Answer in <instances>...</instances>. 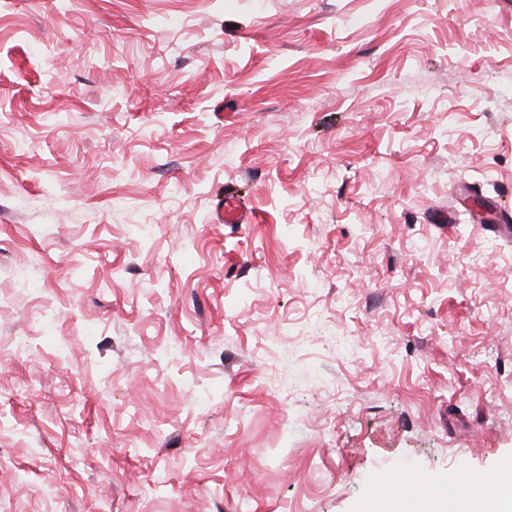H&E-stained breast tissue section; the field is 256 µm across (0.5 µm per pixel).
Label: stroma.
<instances>
[{
	"label": "stroma",
	"mask_w": 512,
	"mask_h": 512,
	"mask_svg": "<svg viewBox=\"0 0 512 512\" xmlns=\"http://www.w3.org/2000/svg\"><path fill=\"white\" fill-rule=\"evenodd\" d=\"M507 222L512 0H0V512L494 473ZM215 220L220 224H249L248 215L238 194L232 192L225 197L224 203L215 211Z\"/></svg>",
	"instance_id": "stroma-1"
}]
</instances>
